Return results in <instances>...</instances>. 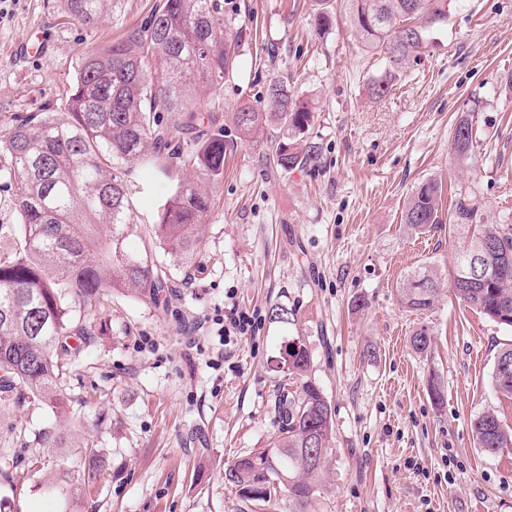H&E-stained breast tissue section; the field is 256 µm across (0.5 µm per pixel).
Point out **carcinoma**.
I'll return each mask as SVG.
<instances>
[{
    "instance_id": "1",
    "label": "carcinoma",
    "mask_w": 512,
    "mask_h": 512,
    "mask_svg": "<svg viewBox=\"0 0 512 512\" xmlns=\"http://www.w3.org/2000/svg\"><path fill=\"white\" fill-rule=\"evenodd\" d=\"M117 0H66L69 14L89 29L112 14ZM454 0H320L316 30L342 9L363 50L383 57L387 68L370 97H385L425 32L448 19ZM245 29L235 25L220 0H160L148 24L129 27L104 47H88L62 112L23 116L0 130L3 187L15 190L16 224H1L0 239L15 241L0 252V401L17 407L53 406L93 338L90 317L112 292L158 301L166 271L150 255L126 253L125 230L133 223L130 175L151 160L179 163L181 136L212 114L195 101L199 88L223 85L240 56ZM271 110L245 103L236 113L241 134L274 126L272 161L281 170L315 166L308 135L316 107L284 81L268 86ZM177 112L169 127L161 113ZM480 146L477 117L463 112L452 132L457 163L469 166ZM233 145L217 133L198 144L191 161L216 178ZM448 234L458 240L448 291L470 308L512 328V223L484 221L467 181L449 187ZM442 187L419 182L402 213V223L424 231L442 223ZM211 206L191 183L177 185L158 211L156 237L171 253L189 257L198 244L197 226ZM440 278L426 266L409 273L398 296L410 311L432 308ZM288 372L304 377L307 350L285 346ZM494 393L512 399V344L497 355ZM283 421L270 447L224 468V482L244 501L268 503L283 495L288 512H308L320 481L332 435L328 402L312 381L300 395H283ZM473 437L484 452L512 449V428L486 412L474 419Z\"/></svg>"
}]
</instances>
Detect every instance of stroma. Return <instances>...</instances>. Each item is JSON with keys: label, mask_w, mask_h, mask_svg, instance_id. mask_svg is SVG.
Segmentation results:
<instances>
[{"label": "stroma", "mask_w": 512, "mask_h": 512, "mask_svg": "<svg viewBox=\"0 0 512 512\" xmlns=\"http://www.w3.org/2000/svg\"><path fill=\"white\" fill-rule=\"evenodd\" d=\"M158 2L122 0L91 31L65 0H0V126L63 109L83 48L145 23ZM224 8L247 36L233 75L198 92L216 121L195 135L221 130L237 148L215 179L189 161L135 165L125 247L167 267V301L113 293L60 405L0 406V447L13 449L19 477L16 490L0 488V512H288L286 499L265 508L224 483L228 463L275 437L280 384L300 385L277 367L287 342L308 351L333 420L309 512H512V450L487 454L472 433L486 411L512 427V400L491 388L512 329L445 292L411 312L397 292L423 265L447 276L457 248L447 227L402 224L422 179L466 178L487 222L512 223V0H456L379 100L368 89L385 64L344 15L320 34L315 0ZM38 34L48 53L13 54ZM283 78L317 108L316 167H271L272 128L241 138L233 125L243 103L267 110V88ZM471 110L485 138L464 169L451 133ZM186 181L212 199L189 261L153 232L164 196ZM276 303L292 310L288 324L270 321ZM232 307L254 314L255 328L214 366L215 337L190 325ZM423 328L433 344L420 354L411 339ZM42 429L53 437L35 472L23 439Z\"/></svg>", "instance_id": "1"}]
</instances>
